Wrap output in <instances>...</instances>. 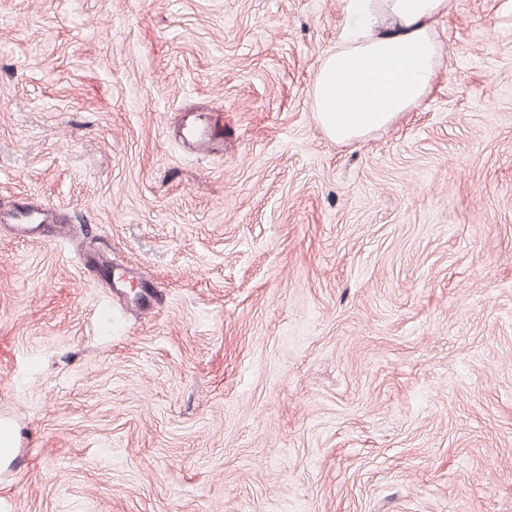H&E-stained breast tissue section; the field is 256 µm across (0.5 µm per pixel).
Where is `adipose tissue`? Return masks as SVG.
Masks as SVG:
<instances>
[{
  "label": "adipose tissue",
  "instance_id": "obj_1",
  "mask_svg": "<svg viewBox=\"0 0 512 512\" xmlns=\"http://www.w3.org/2000/svg\"><path fill=\"white\" fill-rule=\"evenodd\" d=\"M335 52L311 88L316 119L348 143L391 124L426 94L440 59L433 35L450 0H341Z\"/></svg>",
  "mask_w": 512,
  "mask_h": 512
}]
</instances>
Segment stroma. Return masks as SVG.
I'll use <instances>...</instances> for the list:
<instances>
[{"label":"stroma","instance_id":"35a3bbf8","mask_svg":"<svg viewBox=\"0 0 512 512\" xmlns=\"http://www.w3.org/2000/svg\"><path fill=\"white\" fill-rule=\"evenodd\" d=\"M341 19L0 0V216L76 229L0 226V512H512V0H452L425 96L348 144L310 98ZM182 117L181 137L183 141L198 148L209 143L223 122V115L218 112L206 123L201 122L196 115L190 112H182ZM54 208H41L30 211H18L13 215L11 224L16 234L21 237H34L42 231V224H53L55 222Z\"/></svg>","mask_w":512,"mask_h":512}]
</instances>
